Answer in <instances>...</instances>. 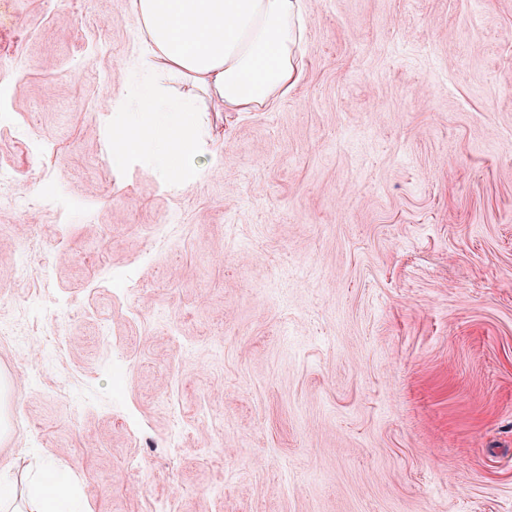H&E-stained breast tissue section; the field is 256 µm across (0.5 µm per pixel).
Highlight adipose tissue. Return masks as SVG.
I'll list each match as a JSON object with an SVG mask.
<instances>
[{"label":"adipose tissue","mask_w":512,"mask_h":512,"mask_svg":"<svg viewBox=\"0 0 512 512\" xmlns=\"http://www.w3.org/2000/svg\"><path fill=\"white\" fill-rule=\"evenodd\" d=\"M146 47L138 58L144 82L127 119L108 131L112 166L148 156L168 181L184 185L199 171L193 92L172 96L164 75L189 77L227 112H258L300 82L297 55L302 0H134ZM29 512H92L74 474L38 459L26 477Z\"/></svg>","instance_id":"1"}]
</instances>
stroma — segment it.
<instances>
[{
    "label": "stroma",
    "mask_w": 512,
    "mask_h": 512,
    "mask_svg": "<svg viewBox=\"0 0 512 512\" xmlns=\"http://www.w3.org/2000/svg\"><path fill=\"white\" fill-rule=\"evenodd\" d=\"M304 14L303 81L200 96L176 188L104 156L133 0H0V471L94 512H512V0ZM28 512H92L77 490L74 474L53 460L40 458L26 473Z\"/></svg>",
    "instance_id": "1"
}]
</instances>
